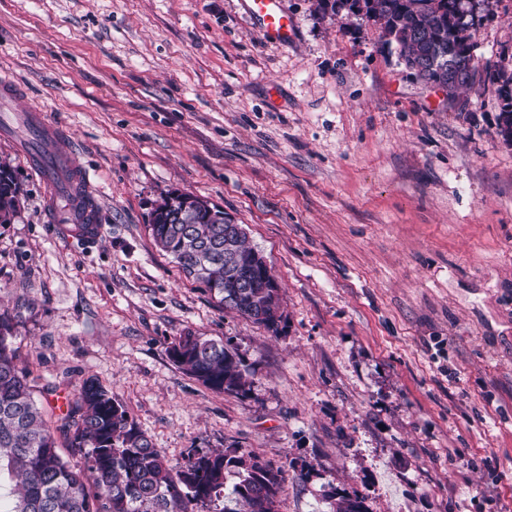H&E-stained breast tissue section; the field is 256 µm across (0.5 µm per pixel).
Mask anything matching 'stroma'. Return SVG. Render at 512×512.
I'll use <instances>...</instances> for the list:
<instances>
[{"label":"stroma","instance_id":"35a3bbf8","mask_svg":"<svg viewBox=\"0 0 512 512\" xmlns=\"http://www.w3.org/2000/svg\"><path fill=\"white\" fill-rule=\"evenodd\" d=\"M265 42L244 0H0V72L90 176L92 243L0 137L24 194L0 224V313L49 420L109 389L170 465L253 452L284 468L280 512H512V143L476 78L417 81L372 22L284 0ZM477 25L478 69L512 58V0ZM207 200L281 285L279 334L221 307L155 245L160 196ZM234 346L242 396L168 349Z\"/></svg>","mask_w":512,"mask_h":512}]
</instances>
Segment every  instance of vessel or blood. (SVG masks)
<instances>
[{
	"instance_id": "obj_1",
	"label": "vessel or blood",
	"mask_w": 512,
	"mask_h": 512,
	"mask_svg": "<svg viewBox=\"0 0 512 512\" xmlns=\"http://www.w3.org/2000/svg\"><path fill=\"white\" fill-rule=\"evenodd\" d=\"M247 12L259 24L265 40L288 45L295 38V30L283 6L282 0H246ZM29 137L37 144L28 151L27 157L39 172L43 181L53 190L54 201L63 202L64 207L57 216L63 233L78 234L86 240H93L96 225L90 224L88 214L80 212L77 195L88 192L90 182L87 174L80 169L61 162L55 149L64 136L61 127L50 122L44 113L32 110L21 117Z\"/></svg>"
}]
</instances>
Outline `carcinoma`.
I'll use <instances>...</instances> for the list:
<instances>
[{"label": "carcinoma", "instance_id": "carcinoma-1", "mask_svg": "<svg viewBox=\"0 0 512 512\" xmlns=\"http://www.w3.org/2000/svg\"><path fill=\"white\" fill-rule=\"evenodd\" d=\"M481 0H317L334 15H362L374 22L385 45L399 47L405 63L423 67L420 79L448 81V64L476 47L475 10ZM502 101L498 134L512 142V73L485 68ZM23 189L10 164L0 162V224L17 213ZM149 228L161 251L204 285L225 308L276 334L281 299L248 288L254 249L246 235L224 233V211L197 196L169 191L152 211ZM14 326L0 314V512H278L284 471L255 453L199 452L172 467L112 393L85 380L55 427L35 403L27 373L18 366ZM172 360L205 387L243 395L250 382L228 344L187 331L170 347ZM68 442L63 456L54 432ZM240 509L224 501L228 473ZM334 512H368L358 495H340Z\"/></svg>", "mask_w": 512, "mask_h": 512}]
</instances>
